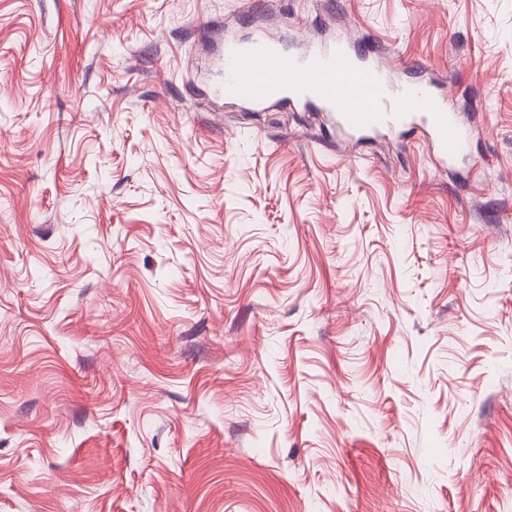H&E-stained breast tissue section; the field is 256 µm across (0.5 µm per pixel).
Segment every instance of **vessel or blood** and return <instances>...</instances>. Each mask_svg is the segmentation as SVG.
I'll return each mask as SVG.
<instances>
[{"label": "vessel or blood", "mask_w": 512, "mask_h": 512, "mask_svg": "<svg viewBox=\"0 0 512 512\" xmlns=\"http://www.w3.org/2000/svg\"><path fill=\"white\" fill-rule=\"evenodd\" d=\"M225 98L262 106L283 100L335 113L351 133H383L414 125L427 138L431 158L448 164L463 157L473 136L447 100L428 86L391 88L380 67L363 66L343 43L310 40L289 54L275 40L225 42L220 65Z\"/></svg>", "instance_id": "1"}]
</instances>
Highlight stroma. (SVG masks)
I'll use <instances>...</instances> for the list:
<instances>
[{
	"label": "stroma",
	"instance_id": "obj_1",
	"mask_svg": "<svg viewBox=\"0 0 512 512\" xmlns=\"http://www.w3.org/2000/svg\"><path fill=\"white\" fill-rule=\"evenodd\" d=\"M261 33L469 163L206 95ZM0 512H512V0H0Z\"/></svg>",
	"mask_w": 512,
	"mask_h": 512
}]
</instances>
